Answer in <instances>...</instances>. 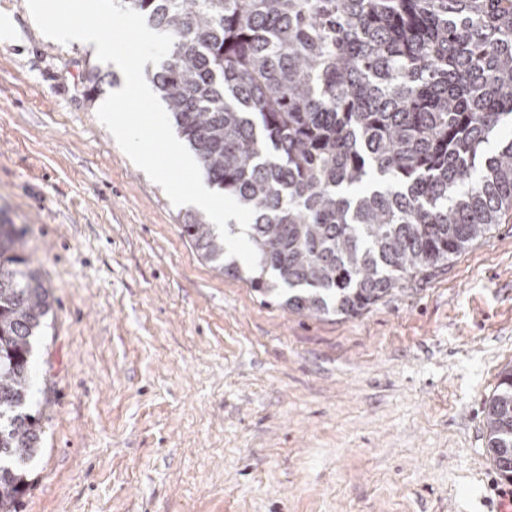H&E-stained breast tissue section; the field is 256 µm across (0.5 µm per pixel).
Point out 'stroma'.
<instances>
[{
    "label": "stroma",
    "mask_w": 512,
    "mask_h": 512,
    "mask_svg": "<svg viewBox=\"0 0 512 512\" xmlns=\"http://www.w3.org/2000/svg\"><path fill=\"white\" fill-rule=\"evenodd\" d=\"M0 223L51 309L17 512H496L485 405L512 364V216L353 318L218 273L98 120L92 43L0 0ZM107 74L96 96L89 66Z\"/></svg>",
    "instance_id": "stroma-1"
}]
</instances>
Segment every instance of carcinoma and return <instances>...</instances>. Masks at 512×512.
Returning a JSON list of instances; mask_svg holds the SVG:
<instances>
[{
	"instance_id": "obj_1",
	"label": "carcinoma",
	"mask_w": 512,
	"mask_h": 512,
	"mask_svg": "<svg viewBox=\"0 0 512 512\" xmlns=\"http://www.w3.org/2000/svg\"><path fill=\"white\" fill-rule=\"evenodd\" d=\"M173 37L145 79L203 178L251 207L254 271L203 213L183 236L261 297L354 317L445 266L512 212V0H118ZM0 224V512L39 451L32 339L49 291ZM512 482V367L486 404Z\"/></svg>"
}]
</instances>
